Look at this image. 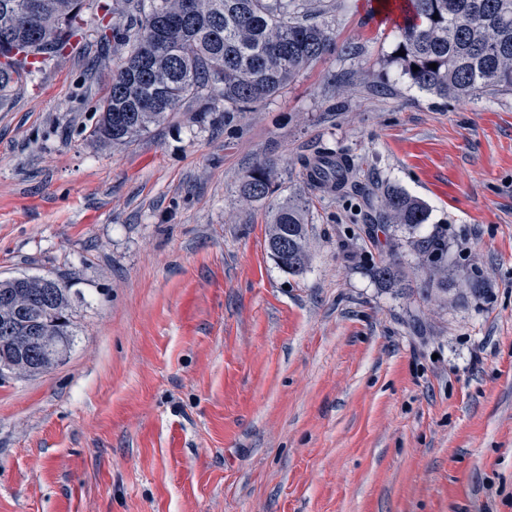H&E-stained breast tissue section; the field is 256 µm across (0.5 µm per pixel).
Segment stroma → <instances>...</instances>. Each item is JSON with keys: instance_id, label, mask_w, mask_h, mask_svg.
Returning a JSON list of instances; mask_svg holds the SVG:
<instances>
[{"instance_id": "obj_1", "label": "stroma", "mask_w": 512, "mask_h": 512, "mask_svg": "<svg viewBox=\"0 0 512 512\" xmlns=\"http://www.w3.org/2000/svg\"><path fill=\"white\" fill-rule=\"evenodd\" d=\"M378 2L326 16L354 54L128 144L92 134L130 50L93 19L0 102V278L75 294L62 360L0 379V512H512V95L410 87L389 63L404 19ZM325 147L368 196L307 188ZM260 162L274 193L249 202ZM389 185L426 224L367 222ZM299 195L293 275L269 206ZM383 259L399 285L372 277ZM307 224L303 198L279 203L271 208L268 249L288 273L300 274L304 270Z\"/></svg>"}]
</instances>
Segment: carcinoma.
<instances>
[{
  "instance_id": "carcinoma-1",
  "label": "carcinoma",
  "mask_w": 512,
  "mask_h": 512,
  "mask_svg": "<svg viewBox=\"0 0 512 512\" xmlns=\"http://www.w3.org/2000/svg\"><path fill=\"white\" fill-rule=\"evenodd\" d=\"M0 0V100L43 72L72 46L86 14L100 8L112 16L102 40L132 43L108 95L100 103L92 134L124 144L147 132L174 112H244L278 95L298 72L336 52L333 30L321 17L332 9L323 0ZM410 12L392 62L411 86L441 99H476L512 93V0H407ZM437 64L433 69L430 64ZM419 70L412 71V66ZM321 163L334 167L323 177L344 191L356 164L325 148L306 184L315 188ZM272 167H253L241 184L243 196L262 201L272 193ZM427 207L395 187L380 198L384 224L416 229L428 220ZM304 199L271 208L269 251L291 274L306 264ZM380 282L392 283L400 270L390 261L372 267ZM29 305L17 310L13 328L39 322L56 336L47 348L21 352L3 341L0 359L54 358L69 347L72 305L70 288L51 281L28 289Z\"/></svg>"
}]
</instances>
